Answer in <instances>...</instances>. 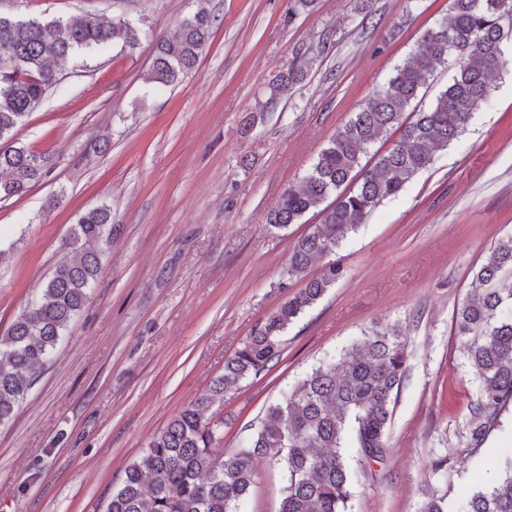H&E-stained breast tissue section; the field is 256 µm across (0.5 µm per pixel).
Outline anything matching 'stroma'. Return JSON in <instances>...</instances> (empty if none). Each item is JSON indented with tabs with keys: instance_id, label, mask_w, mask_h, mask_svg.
<instances>
[{
	"instance_id": "1",
	"label": "stroma",
	"mask_w": 512,
	"mask_h": 512,
	"mask_svg": "<svg viewBox=\"0 0 512 512\" xmlns=\"http://www.w3.org/2000/svg\"><path fill=\"white\" fill-rule=\"evenodd\" d=\"M214 16L197 66L149 84L156 36L200 6ZM0 0V13L49 21L92 12L140 32L135 47L78 53L26 123L21 147L50 171L0 200V332L25 310L62 256L78 217L105 205L112 238L101 276L0 425V512H102L153 434L223 374L254 326L304 286L285 276L295 241L319 217L278 230L269 209L337 128L418 48L449 0ZM304 83L268 86L296 56ZM490 102L433 164L385 200L331 259L342 278L283 336L267 370L212 408L225 454L242 447L269 405L364 330L400 324L407 372L383 461L355 463L352 512H418L432 484L456 503L512 456V408L478 450L464 433L478 383L453 331L475 270L512 235V47ZM108 153H100L102 142ZM445 454L448 478L430 468ZM246 512H278L281 470L261 459Z\"/></svg>"
}]
</instances>
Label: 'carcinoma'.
I'll return each instance as SVG.
<instances>
[{
    "label": "carcinoma",
    "mask_w": 512,
    "mask_h": 512,
    "mask_svg": "<svg viewBox=\"0 0 512 512\" xmlns=\"http://www.w3.org/2000/svg\"><path fill=\"white\" fill-rule=\"evenodd\" d=\"M450 2L447 16L420 36L419 49L336 130L306 175L269 211L268 223L278 229L298 223L310 211L322 215L293 245L285 271L306 280L305 286L257 323L225 359L224 374L209 391L152 437L103 512H243L241 503L255 483L258 458L283 472L278 512H351L355 475L348 459L370 463L386 455L392 402L406 372L399 327L374 329L318 362L269 406L247 444L227 458L217 451L220 422L209 411L224 401V394L280 356L288 326L340 277L332 264L312 278L310 268L429 167L487 103L492 80L506 63L504 40L512 37V23L505 24L501 5L512 7V0ZM214 21L202 8L184 18L173 37L156 39L146 81L162 86L180 82L197 65ZM138 42L139 32L128 22L106 23L93 13L50 21L0 15V140L11 139L25 124L77 52L111 43L131 48ZM450 57L454 71L448 85L429 108L405 120L421 88ZM312 66V59L297 54L272 83L265 108L275 106L280 87L303 82ZM392 130L400 131L399 143L372 163H362V155ZM43 168L23 148L0 150V170L10 174L0 182V199L25 193ZM352 180L353 188L342 190ZM111 239L108 208L82 214L63 243L64 255L30 306L0 333V423L12 417L33 383L29 372L52 360L89 299L103 267V252L86 244ZM506 271L512 273V236L499 241L474 272L473 295L454 316V334L465 340L479 378L466 429L471 450L485 444L501 412L512 405V288L501 286ZM419 512H448V501L427 488ZM457 512H512V459L497 481L474 492Z\"/></svg>",
    "instance_id": "1"
}]
</instances>
